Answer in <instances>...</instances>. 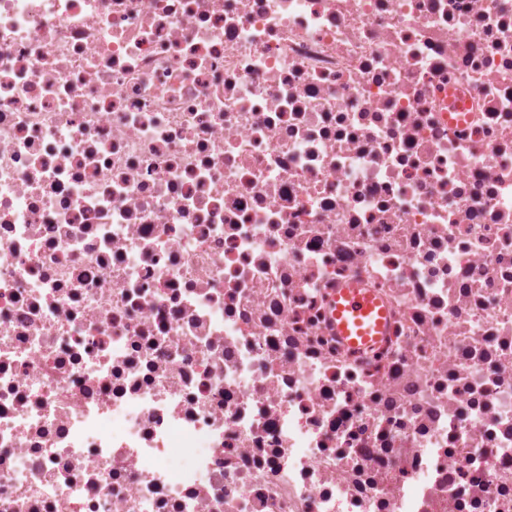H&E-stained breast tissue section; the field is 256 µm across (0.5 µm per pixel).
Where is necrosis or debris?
I'll use <instances>...</instances> for the list:
<instances>
[{
  "label": "necrosis or debris",
  "mask_w": 512,
  "mask_h": 512,
  "mask_svg": "<svg viewBox=\"0 0 512 512\" xmlns=\"http://www.w3.org/2000/svg\"><path fill=\"white\" fill-rule=\"evenodd\" d=\"M0 512H512V0H0ZM336 320L340 336L351 346H366L383 334L385 310L381 302L364 288H339Z\"/></svg>",
  "instance_id": "1"
}]
</instances>
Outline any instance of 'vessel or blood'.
Wrapping results in <instances>:
<instances>
[{"label": "vessel or blood", "mask_w": 512, "mask_h": 512, "mask_svg": "<svg viewBox=\"0 0 512 512\" xmlns=\"http://www.w3.org/2000/svg\"><path fill=\"white\" fill-rule=\"evenodd\" d=\"M337 329L351 346L368 345L383 333L385 310L380 301L364 289H339L336 295Z\"/></svg>", "instance_id": "vessel-or-blood-1"}]
</instances>
